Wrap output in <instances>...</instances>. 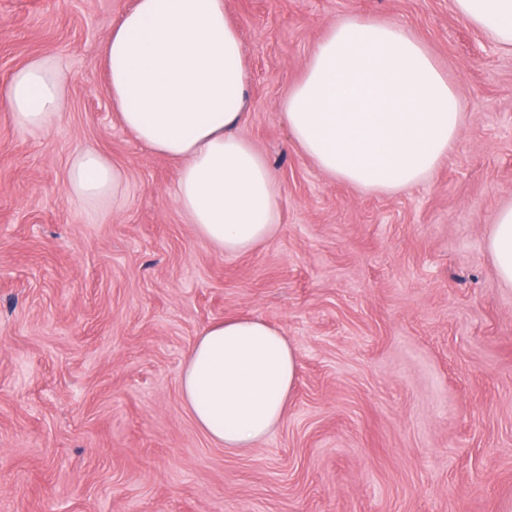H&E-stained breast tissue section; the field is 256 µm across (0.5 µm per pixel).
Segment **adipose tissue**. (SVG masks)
<instances>
[{"label": "adipose tissue", "mask_w": 512, "mask_h": 512, "mask_svg": "<svg viewBox=\"0 0 512 512\" xmlns=\"http://www.w3.org/2000/svg\"><path fill=\"white\" fill-rule=\"evenodd\" d=\"M458 15L512 49V0H453ZM107 90L122 124L154 154L179 165L173 200L221 253L267 244L279 230L281 189L265 157L240 133L250 73L224 0H135L101 46ZM68 77L49 56L18 67L0 108L33 131L60 116ZM456 93L426 46L399 24L346 16L305 63L284 101L292 139L330 176L379 192L429 175L456 143ZM124 174L97 151L76 153L67 188L86 199L119 195ZM499 278L512 285V205L487 241ZM295 347L251 315L203 329L180 394L213 443L241 452L280 422L299 378Z\"/></svg>", "instance_id": "1"}]
</instances>
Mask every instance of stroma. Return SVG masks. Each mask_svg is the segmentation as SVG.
I'll use <instances>...</instances> for the list:
<instances>
[{"mask_svg": "<svg viewBox=\"0 0 512 512\" xmlns=\"http://www.w3.org/2000/svg\"><path fill=\"white\" fill-rule=\"evenodd\" d=\"M134 0H0V88L50 55L67 105L0 111V512H500L512 501V287L487 238L512 203V51L452 0H226L251 74L243 135L281 188L270 243L222 254L176 208L99 48ZM403 25L455 83L460 136L412 188L325 174L283 102L337 20ZM93 148L118 200L69 193ZM255 315L295 346L288 411L255 448L212 443L180 397L199 332Z\"/></svg>", "mask_w": 512, "mask_h": 512, "instance_id": "obj_1", "label": "stroma"}]
</instances>
